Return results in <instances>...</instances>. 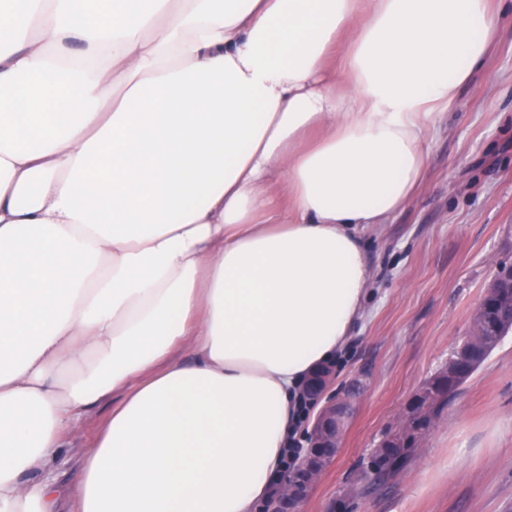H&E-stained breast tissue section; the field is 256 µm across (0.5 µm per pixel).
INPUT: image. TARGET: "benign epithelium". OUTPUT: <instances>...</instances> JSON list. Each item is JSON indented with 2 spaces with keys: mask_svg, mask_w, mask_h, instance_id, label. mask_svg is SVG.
Here are the masks:
<instances>
[{
  "mask_svg": "<svg viewBox=\"0 0 512 512\" xmlns=\"http://www.w3.org/2000/svg\"><path fill=\"white\" fill-rule=\"evenodd\" d=\"M512 266L506 267V274L493 281L484 294L462 343L448 357V370L443 376L461 380L470 373V357L483 349L488 337L495 336L505 325H512ZM333 378V368L319 371L306 385L305 398L322 408L307 432L309 450L296 469V474L287 476L273 502L262 506L264 512H300V506L308 497L316 479L333 460L343 431L345 419L349 416L353 403L347 394L334 396L327 401L322 397ZM435 391L434 382L425 384L415 394L405 412V424L390 435L378 448L376 457H381L385 449L402 445L414 433L412 420L416 412L425 405Z\"/></svg>",
  "mask_w": 512,
  "mask_h": 512,
  "instance_id": "7a95c632",
  "label": "benign epithelium"
}]
</instances>
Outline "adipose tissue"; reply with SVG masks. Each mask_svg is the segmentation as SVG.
<instances>
[{"label": "adipose tissue", "instance_id": "1", "mask_svg": "<svg viewBox=\"0 0 512 512\" xmlns=\"http://www.w3.org/2000/svg\"><path fill=\"white\" fill-rule=\"evenodd\" d=\"M501 17L0 0V512H257L363 315L361 228L411 202ZM111 407V402L99 404L70 426L66 440L72 448H65L63 458L54 473L57 483L63 489L72 487L77 481L82 466L83 450L96 438Z\"/></svg>", "mask_w": 512, "mask_h": 512}]
</instances>
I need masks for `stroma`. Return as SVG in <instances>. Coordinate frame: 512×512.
<instances>
[{
    "label": "stroma",
    "instance_id": "1",
    "mask_svg": "<svg viewBox=\"0 0 512 512\" xmlns=\"http://www.w3.org/2000/svg\"><path fill=\"white\" fill-rule=\"evenodd\" d=\"M482 71L428 141L424 180L381 228L364 317L330 393L359 385L335 458L302 512H512V334L417 440L406 469L370 489L362 472L415 391L446 363L498 267L512 265V0ZM73 423L54 476L77 481L109 414Z\"/></svg>",
    "mask_w": 512,
    "mask_h": 512
}]
</instances>
